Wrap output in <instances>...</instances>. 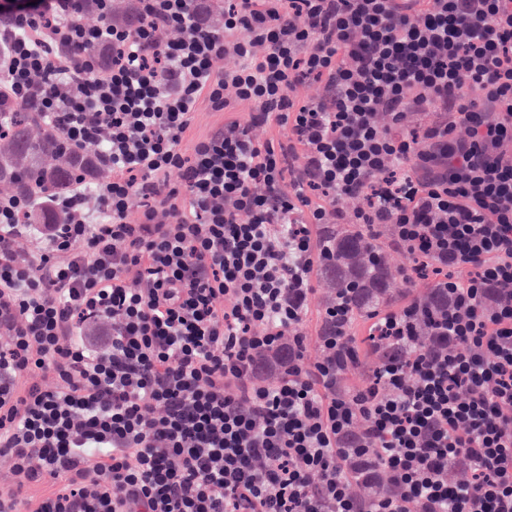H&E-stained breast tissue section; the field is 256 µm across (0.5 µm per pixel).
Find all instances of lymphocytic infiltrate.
<instances>
[{"label": "lymphocytic infiltrate", "mask_w": 512, "mask_h": 512, "mask_svg": "<svg viewBox=\"0 0 512 512\" xmlns=\"http://www.w3.org/2000/svg\"><path fill=\"white\" fill-rule=\"evenodd\" d=\"M204 3L136 0L130 25L84 24L81 0L4 11L0 97L111 175L56 196L60 224L0 196V512H512V0H228L219 32ZM307 78L320 101L293 97ZM202 100L229 119L187 156ZM241 104L286 138L255 142ZM412 111L436 119L404 132ZM346 197L448 296L435 348L417 303L370 312L405 357L353 393L345 294L314 364L300 331ZM364 459L387 486L356 498Z\"/></svg>", "instance_id": "f902f5d3"}]
</instances>
